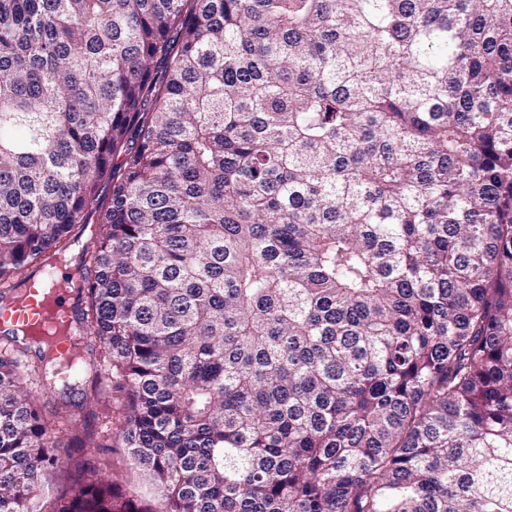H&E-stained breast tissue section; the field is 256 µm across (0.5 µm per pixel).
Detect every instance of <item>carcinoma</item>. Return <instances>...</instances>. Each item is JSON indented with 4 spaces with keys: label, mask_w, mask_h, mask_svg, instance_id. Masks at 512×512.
<instances>
[{
    "label": "carcinoma",
    "mask_w": 512,
    "mask_h": 512,
    "mask_svg": "<svg viewBox=\"0 0 512 512\" xmlns=\"http://www.w3.org/2000/svg\"><path fill=\"white\" fill-rule=\"evenodd\" d=\"M93 216L0 512H512V0H0V310ZM112 465V469L122 471L125 474V481L118 488L119 494L123 497L136 501H144L149 496V490L146 489L140 474L130 465L129 458L124 448H115L107 457Z\"/></svg>",
    "instance_id": "carcinoma-1"
}]
</instances>
